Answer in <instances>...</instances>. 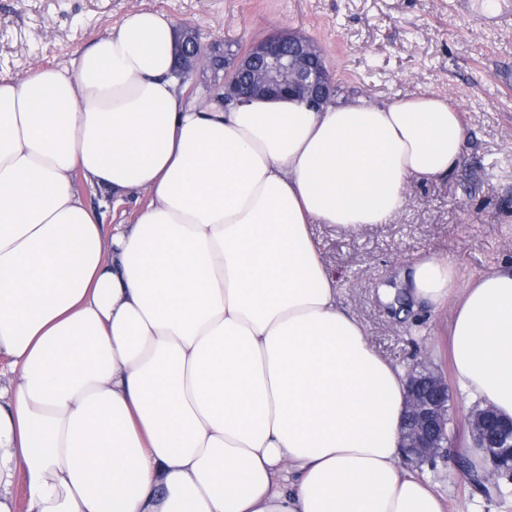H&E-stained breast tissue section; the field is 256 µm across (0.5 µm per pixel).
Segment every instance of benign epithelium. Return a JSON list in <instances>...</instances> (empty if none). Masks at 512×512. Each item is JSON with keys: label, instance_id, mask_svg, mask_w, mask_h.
Returning <instances> with one entry per match:
<instances>
[{"label": "benign epithelium", "instance_id": "obj_1", "mask_svg": "<svg viewBox=\"0 0 512 512\" xmlns=\"http://www.w3.org/2000/svg\"><path fill=\"white\" fill-rule=\"evenodd\" d=\"M319 49L308 39L277 32L252 42L234 57L224 55L219 40L201 48L196 34L187 28L176 49V69L185 78L197 71L224 72L222 81L208 86L215 95L220 88L238 103L252 96L288 93L316 107L327 101L334 82L323 69L313 66ZM448 380L425 366L408 373L407 402L401 428V449L410 462L433 460L450 451L451 425ZM471 447L480 450L490 468L482 471L485 481L503 475L504 460L512 463V420L505 421L490 407L475 406L466 416Z\"/></svg>", "mask_w": 512, "mask_h": 512}]
</instances>
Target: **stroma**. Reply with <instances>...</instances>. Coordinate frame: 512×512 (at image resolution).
Returning <instances> with one entry per match:
<instances>
[{"instance_id": "35a3bbf8", "label": "stroma", "mask_w": 512, "mask_h": 512, "mask_svg": "<svg viewBox=\"0 0 512 512\" xmlns=\"http://www.w3.org/2000/svg\"><path fill=\"white\" fill-rule=\"evenodd\" d=\"M135 8L194 27L204 45L221 39L245 47L277 31L305 35L323 51L346 101L448 98L466 129L458 168L411 183L404 210L388 223L356 231L317 224L313 237L343 308L375 350L394 365L423 362L452 376L451 306L425 301L401 311L380 291L399 287L427 254L448 256L462 283L512 261V18L501 19V0H0V78L69 63ZM469 410L452 389L457 441L449 455L415 471L448 512H512V492L488 498L464 476Z\"/></svg>"}]
</instances>
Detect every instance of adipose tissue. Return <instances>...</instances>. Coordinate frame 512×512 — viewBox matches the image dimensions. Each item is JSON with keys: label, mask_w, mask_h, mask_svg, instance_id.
Segmentation results:
<instances>
[{"label": "adipose tissue", "mask_w": 512, "mask_h": 512, "mask_svg": "<svg viewBox=\"0 0 512 512\" xmlns=\"http://www.w3.org/2000/svg\"><path fill=\"white\" fill-rule=\"evenodd\" d=\"M174 19L135 9L67 64L0 79V512H446L399 467L406 374L312 237L384 224L465 140L446 98L201 105ZM147 197L105 228L87 199ZM458 298L460 389L512 418V262Z\"/></svg>", "instance_id": "obj_1"}]
</instances>
